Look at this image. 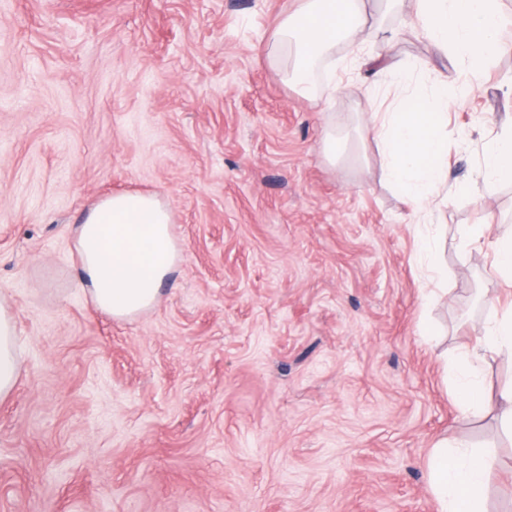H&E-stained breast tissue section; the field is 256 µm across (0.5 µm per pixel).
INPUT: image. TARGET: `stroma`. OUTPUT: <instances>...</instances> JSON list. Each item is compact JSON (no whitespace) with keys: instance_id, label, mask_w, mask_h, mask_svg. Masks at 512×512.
Here are the masks:
<instances>
[{"instance_id":"35a3bbf8","label":"stroma","mask_w":512,"mask_h":512,"mask_svg":"<svg viewBox=\"0 0 512 512\" xmlns=\"http://www.w3.org/2000/svg\"><path fill=\"white\" fill-rule=\"evenodd\" d=\"M394 61L426 86L463 64L410 25ZM296 0H0V295L20 377L0 401V512H438L440 439L496 448L490 512H512V447L463 414L443 358L512 302L483 183L512 130V52L448 109V293L423 308L420 218L385 174L371 91L337 46L310 93L275 33ZM347 139L329 160L326 132ZM159 196L181 260L127 320L83 290L74 230L116 192ZM436 325V336L422 334Z\"/></svg>"}]
</instances>
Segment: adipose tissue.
I'll use <instances>...</instances> for the list:
<instances>
[{"instance_id":"obj_1","label":"adipose tissue","mask_w":512,"mask_h":512,"mask_svg":"<svg viewBox=\"0 0 512 512\" xmlns=\"http://www.w3.org/2000/svg\"><path fill=\"white\" fill-rule=\"evenodd\" d=\"M299 0L295 12L281 25L278 38L288 50L289 80L306 91L317 67L339 44H354L368 25H382L398 0ZM416 24L441 51L460 59L470 74L457 85L428 91L415 81L413 69L392 62V37L367 58L374 90L392 86L399 91L394 111L383 113L371 133L387 158L388 176L408 204L425 211L435 203L447 179L450 98L474 91L472 78L492 57L512 52L502 38L499 0H419ZM483 179L512 182V132L496 138L485 151ZM172 214L155 195L114 194L96 203L75 230L86 295L97 309L115 320L133 318L159 300V286L173 271L180 252L172 231ZM14 316L0 297V399L8 397L19 379V350ZM512 355V311L487 320L484 334L449 373L453 392L465 414L497 408L512 427V386L497 398L486 394L481 369L487 353ZM495 463L491 449H463L439 441L431 450L426 472L439 512H487L485 493Z\"/></svg>"}]
</instances>
